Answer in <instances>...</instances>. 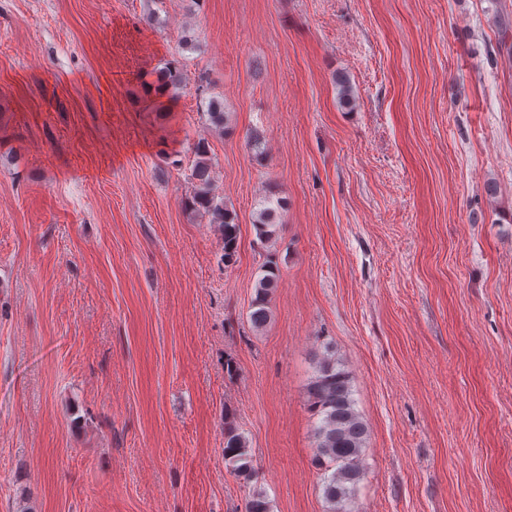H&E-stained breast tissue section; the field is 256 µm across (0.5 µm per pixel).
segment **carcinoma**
I'll return each mask as SVG.
<instances>
[{"instance_id":"obj_1","label":"carcinoma","mask_w":512,"mask_h":512,"mask_svg":"<svg viewBox=\"0 0 512 512\" xmlns=\"http://www.w3.org/2000/svg\"><path fill=\"white\" fill-rule=\"evenodd\" d=\"M156 95L176 100L183 89L179 68L169 62L156 72L151 83ZM204 114L212 126L224 130V100L211 97L205 104ZM194 184L187 206L201 211L209 222L220 227L224 235V265H230L237 252L239 225L236 214L224 204V199L212 192L211 162L208 144L199 141L194 146L191 169ZM276 207H271V204ZM265 208L258 214V234L270 240L276 233V209L285 206L284 201L266 198ZM262 276L256 283V294L249 314L254 328H262L269 317L268 295L277 287L279 269L275 260L268 259L262 265ZM308 408L319 419L314 427L313 464L323 476V497L330 504L329 512H356L355 498L358 485L363 479L360 460L366 448L368 428L356 409L351 378L342 363L331 354L318 359L314 375L308 385ZM224 462L230 471L251 482L255 478L253 454L247 437L224 414ZM246 512H270L267 494L260 488H252L246 497Z\"/></svg>"}]
</instances>
